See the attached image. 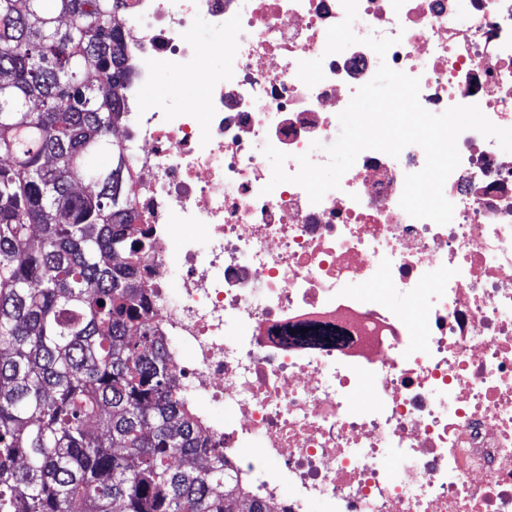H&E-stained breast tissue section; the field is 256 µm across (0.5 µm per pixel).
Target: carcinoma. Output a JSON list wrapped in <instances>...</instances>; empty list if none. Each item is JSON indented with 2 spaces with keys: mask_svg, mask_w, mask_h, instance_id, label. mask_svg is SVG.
I'll return each mask as SVG.
<instances>
[{
  "mask_svg": "<svg viewBox=\"0 0 512 512\" xmlns=\"http://www.w3.org/2000/svg\"><path fill=\"white\" fill-rule=\"evenodd\" d=\"M123 6L0 0V512H263L147 318Z\"/></svg>",
  "mask_w": 512,
  "mask_h": 512,
  "instance_id": "carcinoma-1",
  "label": "carcinoma"
}]
</instances>
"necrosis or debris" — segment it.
Masks as SVG:
<instances>
[{
	"label": "necrosis or debris",
	"instance_id": "necrosis-or-debris-1",
	"mask_svg": "<svg viewBox=\"0 0 512 512\" xmlns=\"http://www.w3.org/2000/svg\"><path fill=\"white\" fill-rule=\"evenodd\" d=\"M344 17L340 0H128L119 94L149 318L265 512H512V153L461 133L439 225L399 205L419 146L362 152L317 204L291 183L264 193L262 152L291 174L300 154L325 163L383 62L419 78L431 113L475 104L512 128V0H359V43L326 54ZM214 24L221 67L198 51ZM369 35L397 43L381 59ZM316 58L310 88L298 63ZM161 72L168 93L147 97Z\"/></svg>",
	"mask_w": 512,
	"mask_h": 512
}]
</instances>
